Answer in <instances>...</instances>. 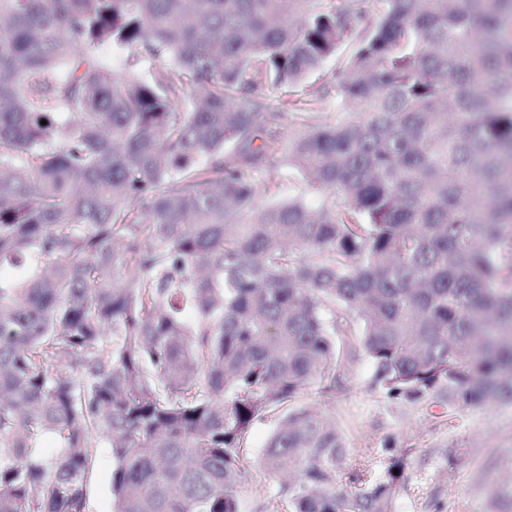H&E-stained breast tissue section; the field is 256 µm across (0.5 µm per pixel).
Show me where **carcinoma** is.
<instances>
[{
	"label": "carcinoma",
	"mask_w": 512,
	"mask_h": 512,
	"mask_svg": "<svg viewBox=\"0 0 512 512\" xmlns=\"http://www.w3.org/2000/svg\"><path fill=\"white\" fill-rule=\"evenodd\" d=\"M323 2L0 0V512H90L99 437L113 512H240L277 410L288 512H393L297 403L356 321L386 397L512 402V0ZM260 189H271L277 199H288L302 195L310 204H315L319 192L305 183L288 177V169L284 166L266 167L257 175ZM276 424V415H271L262 421H258L251 428L248 433L246 447L253 461H257L262 457L267 438L276 427Z\"/></svg>",
	"instance_id": "obj_1"
}]
</instances>
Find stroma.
Wrapping results in <instances>:
<instances>
[{"label": "stroma", "mask_w": 512, "mask_h": 512, "mask_svg": "<svg viewBox=\"0 0 512 512\" xmlns=\"http://www.w3.org/2000/svg\"><path fill=\"white\" fill-rule=\"evenodd\" d=\"M257 181L276 198L300 195L308 203L317 201V191L289 178L286 167L264 168ZM373 373L370 359L356 348L334 399L322 397L312 383L299 397L335 418L347 446L345 467L362 466L370 476L379 475L382 448L393 440L408 451L394 512H512V404L469 406L448 417L435 407L388 399L374 387ZM112 468L111 449L99 443L88 480L92 512H112ZM281 497L278 479L250 467L240 489L241 512H261Z\"/></svg>", "instance_id": "35a3bbf8"}]
</instances>
